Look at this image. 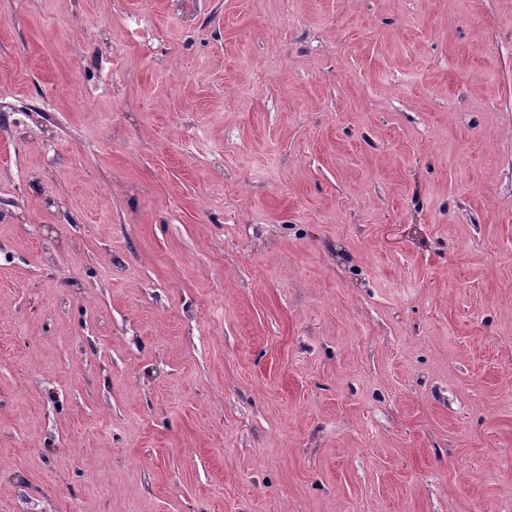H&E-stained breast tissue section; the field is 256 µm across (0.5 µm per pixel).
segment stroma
Segmentation results:
<instances>
[{"label":"stroma","instance_id":"obj_1","mask_svg":"<svg viewBox=\"0 0 512 512\" xmlns=\"http://www.w3.org/2000/svg\"><path fill=\"white\" fill-rule=\"evenodd\" d=\"M0 512H512V0H0Z\"/></svg>","mask_w":512,"mask_h":512}]
</instances>
